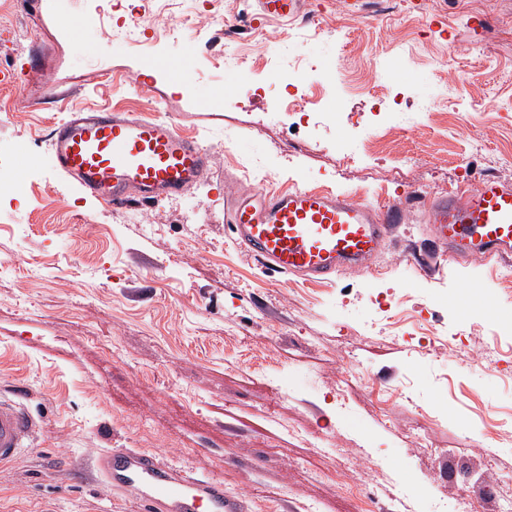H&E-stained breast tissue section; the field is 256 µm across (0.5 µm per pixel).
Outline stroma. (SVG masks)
Returning a JSON list of instances; mask_svg holds the SVG:
<instances>
[{
	"instance_id": "1",
	"label": "stroma",
	"mask_w": 512,
	"mask_h": 512,
	"mask_svg": "<svg viewBox=\"0 0 512 512\" xmlns=\"http://www.w3.org/2000/svg\"><path fill=\"white\" fill-rule=\"evenodd\" d=\"M186 0H15L0 13V397L36 432L0 467V512H138L95 461L134 448L218 477L242 512H414L477 477L512 503L508 263H458L423 200L512 185V0H304L233 44L181 29ZM142 14L141 44L115 28ZM454 58L456 79L443 65ZM258 84L225 89L229 77ZM297 99L305 119L285 111ZM174 119L212 148L183 197L111 208L58 176L76 108ZM25 190H12L16 182ZM293 184L404 211L370 269L270 274L224 222L225 195ZM446 467H438L439 456ZM373 468H363V460Z\"/></svg>"
}]
</instances>
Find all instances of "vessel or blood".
<instances>
[{
  "label": "vessel or blood",
  "mask_w": 512,
  "mask_h": 512,
  "mask_svg": "<svg viewBox=\"0 0 512 512\" xmlns=\"http://www.w3.org/2000/svg\"><path fill=\"white\" fill-rule=\"evenodd\" d=\"M301 0H255V21H291ZM54 170L101 203L125 208L182 196L207 175L211 148L175 122L135 112L80 110L50 133ZM426 221L452 258L470 253L512 259V186L493 179L429 198ZM403 214L394 203L373 205L330 189L234 193L224 221L237 243L273 273L325 281L369 268L391 225ZM34 423L22 403L0 399V464L27 446ZM102 483L138 500L144 512H238L224 483L197 477L155 454L108 448L97 458Z\"/></svg>",
  "instance_id": "vessel-or-blood-1"
}]
</instances>
